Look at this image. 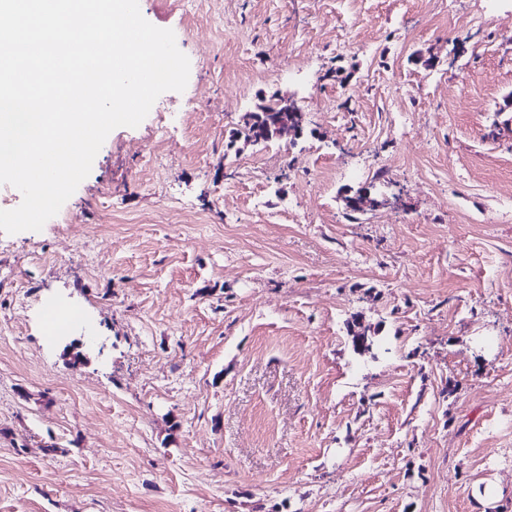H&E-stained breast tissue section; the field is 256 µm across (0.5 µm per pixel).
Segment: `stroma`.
Masks as SVG:
<instances>
[{
	"mask_svg": "<svg viewBox=\"0 0 512 512\" xmlns=\"http://www.w3.org/2000/svg\"><path fill=\"white\" fill-rule=\"evenodd\" d=\"M139 7L186 89L0 231V512H512V0ZM274 110L266 113V123L258 124L254 127L253 134H258L257 139L261 141L263 136H280L281 134L289 133L294 138L303 135L307 126L306 114L297 106L291 99L281 98L280 96L274 97ZM277 112H296L293 113V119L288 120L283 114Z\"/></svg>",
	"mask_w": 512,
	"mask_h": 512,
	"instance_id": "stroma-1",
	"label": "stroma"
}]
</instances>
